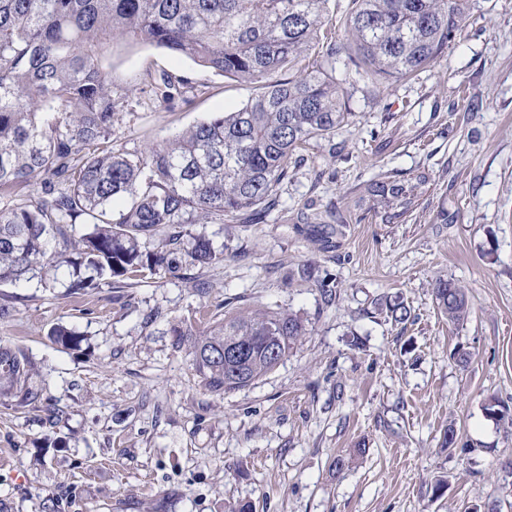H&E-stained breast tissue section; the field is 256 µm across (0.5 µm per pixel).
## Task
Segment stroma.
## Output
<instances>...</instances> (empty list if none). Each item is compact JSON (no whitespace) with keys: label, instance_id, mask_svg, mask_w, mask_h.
I'll use <instances>...</instances> for the list:
<instances>
[{"label":"stroma","instance_id":"obj_1","mask_svg":"<svg viewBox=\"0 0 512 512\" xmlns=\"http://www.w3.org/2000/svg\"><path fill=\"white\" fill-rule=\"evenodd\" d=\"M103 68L127 95L112 140L130 153L254 90L121 39ZM163 73L185 91L161 108L144 78ZM336 77L350 116L306 145L276 210L185 225L221 261L75 295L64 267L51 288L0 285V343L30 358L61 411L52 425L0 401V512H512V429L484 410L512 407V0H466L461 36L413 79ZM382 174L427 178L396 224L369 190ZM440 277L467 287L463 324L436 308ZM396 294L403 323L385 307ZM219 305L291 311L308 333L266 377L213 395L173 328ZM59 324L80 350L48 341Z\"/></svg>","mask_w":512,"mask_h":512}]
</instances>
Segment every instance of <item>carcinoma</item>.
Wrapping results in <instances>:
<instances>
[{"mask_svg":"<svg viewBox=\"0 0 512 512\" xmlns=\"http://www.w3.org/2000/svg\"><path fill=\"white\" fill-rule=\"evenodd\" d=\"M329 0H0V283L69 270V290L110 286L145 271L179 274L171 246L185 224L222 223L276 205L296 155L312 139L336 133L350 115L333 73L336 56L376 85L430 67L461 35L463 0H351L350 34L336 43ZM185 57L257 93L240 109L218 112L140 153L117 150L112 127L125 96L102 68L115 39ZM321 44L309 64L302 53ZM159 105L183 94L168 73ZM417 186L388 176L372 184L400 219ZM119 199L126 204L117 206ZM84 233H77V225ZM162 246L144 252V240ZM193 264L221 258L212 241L189 235ZM448 322L470 314L466 287L438 278L433 288ZM307 328L293 312L259 308L205 313L198 328L177 333L199 381L222 395L250 386L277 367L267 350L287 357ZM50 339L66 350L81 336L66 327ZM246 347L224 362V346ZM38 371L21 351L0 345V399L16 407L47 403ZM485 410L512 426V409L491 400Z\"/></svg>","mask_w":512,"mask_h":512,"instance_id":"cac0c4a2","label":"carcinoma"}]
</instances>
